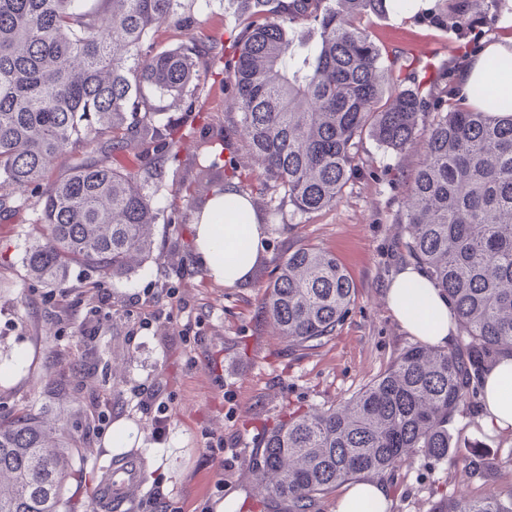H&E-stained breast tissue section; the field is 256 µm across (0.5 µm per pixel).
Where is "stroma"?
<instances>
[{
  "mask_svg": "<svg viewBox=\"0 0 512 512\" xmlns=\"http://www.w3.org/2000/svg\"><path fill=\"white\" fill-rule=\"evenodd\" d=\"M229 0H195L193 30L222 40L232 21ZM373 38L384 53L408 44L439 49L454 59L455 34L419 26L391 11L371 18ZM189 143L167 163L148 191L160 210L152 259L120 279L86 287L70 278L67 292L29 279L22 263L38 231L39 198L27 192L10 217L0 220V399L49 409L51 419L89 415L91 398L107 396L112 416L86 437L75 466L81 482L70 485L78 512H96L101 469L111 458L146 462L140 485L117 492L112 512H241L256 488L248 475L259 453L262 427L285 412L324 408L350 397L412 344L391 314L386 285L408 264L395 222L399 167L418 155L396 158L364 140L359 171L336 206L313 214L284 205L261 214L269 229L262 253L275 267L289 250L312 243L331 251L348 270L355 300L336 336L312 351H292L260 314V293L239 283L225 287L197 261L190 240L187 201L175 184L200 161ZM112 305L92 313L98 291ZM95 328L88 340L82 326ZM84 370V402L48 395L46 385L68 369ZM127 431L112 444L115 427ZM460 452L485 451L499 487L512 488V434L486 432L479 402L461 408L449 427ZM223 439L210 452L207 438ZM390 492L387 512H429L443 496L482 495L462 462L414 457L381 476Z\"/></svg>",
  "mask_w": 512,
  "mask_h": 512,
  "instance_id": "1",
  "label": "stroma"
}]
</instances>
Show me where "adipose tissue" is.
<instances>
[{
    "label": "adipose tissue",
    "instance_id": "ef3b65f1",
    "mask_svg": "<svg viewBox=\"0 0 512 512\" xmlns=\"http://www.w3.org/2000/svg\"><path fill=\"white\" fill-rule=\"evenodd\" d=\"M224 208L223 196L211 197L200 216L194 217L191 232L194 251L209 275L225 286H233L246 277L248 259L263 251L268 229L252 224L245 242H237L235 218L223 223L212 222V214ZM418 284L416 292H408V281ZM387 305L402 329L421 342L445 347L452 345L457 334L453 311L448 299L428 281L423 269L402 266L390 279L386 290ZM512 356L502 357L488 372L480 392V415L484 426L493 432L512 431ZM388 491L377 481H360L341 486L336 512H386Z\"/></svg>",
    "mask_w": 512,
    "mask_h": 512
}]
</instances>
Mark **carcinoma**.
Wrapping results in <instances>:
<instances>
[{"label":"carcinoma","instance_id":"obj_1","mask_svg":"<svg viewBox=\"0 0 512 512\" xmlns=\"http://www.w3.org/2000/svg\"><path fill=\"white\" fill-rule=\"evenodd\" d=\"M195 0H0V216L16 196L39 189L40 233L27 247L28 275L69 288L78 267L122 278L152 257L157 208L146 191L153 160L178 159L187 121L162 119L165 102L191 99V120L211 124L198 102L201 80L220 79L234 112L207 144L188 208L234 185L258 191L269 213L303 214L336 205L372 138L421 158L401 177L405 249L451 304L458 339L448 348L415 343L350 398L283 420L262 438L251 472L264 512H317L341 484L394 470L421 453L448 459V425L470 403L500 356L512 353V110L499 77L507 57L486 59L487 78L453 88L448 62L402 51L384 63L362 25L388 10L465 36L482 49L484 28L512 11L495 0H246L234 14L231 52L194 37L173 48L154 41L163 25L186 26ZM253 155L255 174L223 157L230 132ZM153 156L142 167L118 156ZM73 163L52 174L59 158ZM261 309L294 350L326 344L355 298L354 284L328 250L301 245L267 281ZM80 422L59 425L45 408L0 411V512H76L67 497ZM486 492L446 497L430 512H512V489L493 486L481 451L461 458Z\"/></svg>","mask_w":512,"mask_h":512}]
</instances>
